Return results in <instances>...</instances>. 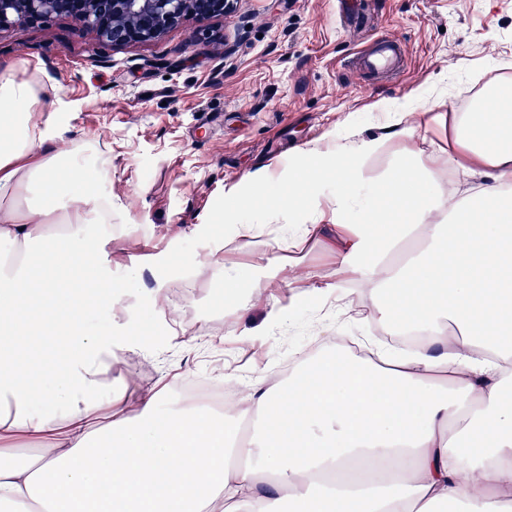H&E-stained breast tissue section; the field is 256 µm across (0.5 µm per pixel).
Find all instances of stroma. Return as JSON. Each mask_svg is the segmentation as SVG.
Instances as JSON below:
<instances>
[{"instance_id": "obj_1", "label": "stroma", "mask_w": 512, "mask_h": 512, "mask_svg": "<svg viewBox=\"0 0 512 512\" xmlns=\"http://www.w3.org/2000/svg\"><path fill=\"white\" fill-rule=\"evenodd\" d=\"M385 36L402 41L405 71L389 82L361 77L357 50ZM36 65L59 88L36 116L49 147L65 155L100 143L109 155L112 175L93 187L112 199V229L88 225L87 241L120 288L112 305L90 304L87 326L96 336L134 335L132 351L112 355L111 382L146 392L215 368L246 391L295 367L299 353L319 356L341 336L368 345L389 326L368 290L354 300L370 321L339 309L340 231L316 210L336 192L335 177H321L306 189V207L283 217L269 211L267 194L249 193L246 174L306 163L317 142L384 135L399 104L415 114L466 112L487 86L512 83V0H370L351 20L336 0H237L230 15L121 47L66 17L0 30V78ZM464 162L447 126L433 123L413 141L392 139L365 170L380 187L406 164L430 166L431 190L454 203L473 184ZM234 189L248 193L265 231L317 218L326 225L320 239L279 250L273 287H252L258 254L224 244L238 222L225 211ZM218 251L241 271L237 302L223 301L220 273L185 285L183 257ZM276 305L288 311L268 321ZM246 328L257 334L244 346Z\"/></svg>"}]
</instances>
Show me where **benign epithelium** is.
<instances>
[{
	"label": "benign epithelium",
	"instance_id": "benign-epithelium-1",
	"mask_svg": "<svg viewBox=\"0 0 512 512\" xmlns=\"http://www.w3.org/2000/svg\"><path fill=\"white\" fill-rule=\"evenodd\" d=\"M234 0H0V29L72 18L82 30L114 47L162 37L186 19L227 13Z\"/></svg>",
	"mask_w": 512,
	"mask_h": 512
}]
</instances>
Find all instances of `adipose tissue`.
Instances as JSON below:
<instances>
[{"instance_id":"adipose-tissue-1","label":"adipose tissue","mask_w":512,"mask_h":512,"mask_svg":"<svg viewBox=\"0 0 512 512\" xmlns=\"http://www.w3.org/2000/svg\"><path fill=\"white\" fill-rule=\"evenodd\" d=\"M48 95L36 74L0 81V262L19 260L0 269V512H441L456 502L512 512V97L494 91L454 114L465 173L483 182L452 207L418 167L352 207L351 174L383 151V137L313 147L311 169L247 175L256 190L275 187L284 215L306 205L298 183L334 176L337 277L382 292L378 313L424 332L422 345L385 356L382 370L336 348L218 416L194 404L164 412V386L133 401L119 387L102 427L90 395L111 350L131 346L87 329L90 294L111 298L113 285L86 228L111 223L112 200L87 189L76 156L47 147L33 115ZM34 184L39 203L20 208L19 192ZM402 203L409 222L393 235ZM415 235L427 242L418 252L407 247ZM53 327L71 357L49 384L18 356ZM48 399L67 411H36ZM29 435L43 448H12ZM350 457L370 467L404 458L409 468L326 483Z\"/></svg>"}]
</instances>
